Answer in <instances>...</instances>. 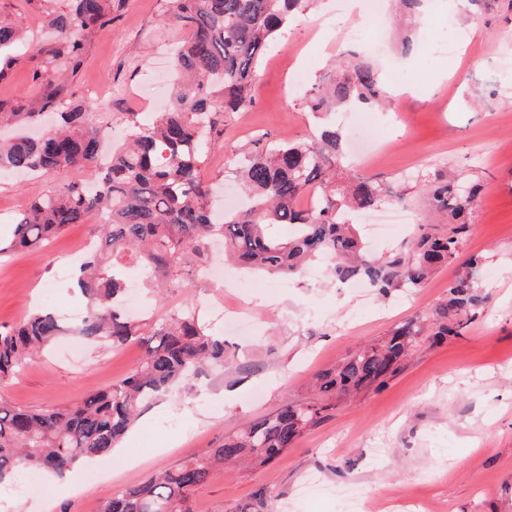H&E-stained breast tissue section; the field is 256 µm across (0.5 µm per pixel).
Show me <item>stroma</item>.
<instances>
[{"label":"stroma","instance_id":"obj_1","mask_svg":"<svg viewBox=\"0 0 512 512\" xmlns=\"http://www.w3.org/2000/svg\"><path fill=\"white\" fill-rule=\"evenodd\" d=\"M114 3L110 22L89 35L83 63L66 85L69 100L103 123L117 146L130 132L132 113L152 111L148 87L167 72L187 33L168 20L173 0ZM367 9L366 0L355 9L348 0H320L259 59L254 105L226 116L206 161L204 176L223 183L226 206L238 204L239 196L222 156L247 155L260 138L294 141L313 131L317 120L293 88L313 86L340 51L337 27ZM462 10L458 0H426L406 26L439 37L449 15ZM0 14L28 38L0 80V99L23 103L42 91L33 73L42 66L46 14L32 0H0ZM510 30L512 11L494 8L459 24L465 50L404 56L393 22H386L377 37L387 51L377 62L392 92L390 105L363 109L359 117L381 152L351 163L358 175L380 177L405 196L411 222L386 234L375 249L379 255L405 249L428 220L426 185L436 173L453 168L483 184L462 254L484 258L478 282L486 303L460 335L438 344L420 341L382 386L333 398L325 417L271 464L215 469L194 493L192 512H235L261 491L278 496L288 512H336L328 491L348 484L373 500L394 492L404 496L405 507L427 503V512H512V125L500 121L512 114V53L504 43ZM500 53L507 77L486 76L484 58ZM107 84L126 87L127 96L89 97V88ZM93 177L86 169L64 177L0 173V239L11 238L12 218L31 201L55 193L63 181L85 184ZM91 232V224H73L42 249L0 256V325H15L37 307L70 318L84 313L86 301L70 277ZM203 262L223 264L220 246L205 250ZM223 266V280L192 275L187 287L151 299L149 312L158 319L192 303L238 351V367L208 368L152 399L112 453L78 470L83 477L106 473L107 482L67 493L43 476L37 492L21 494L4 483L0 512H43L50 498L70 512H100L109 495L203 454L284 403L314 400L316 373L395 326L432 314L459 270L441 267L417 297L398 288L382 298L370 288L360 294L341 288L323 264L290 277L284 289L277 277ZM143 354L136 343L115 350L64 336L0 386V397L24 408L68 406L123 379Z\"/></svg>","mask_w":512,"mask_h":512}]
</instances>
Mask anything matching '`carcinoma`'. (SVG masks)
<instances>
[{
    "mask_svg": "<svg viewBox=\"0 0 512 512\" xmlns=\"http://www.w3.org/2000/svg\"><path fill=\"white\" fill-rule=\"evenodd\" d=\"M315 0H174L171 20L187 31L176 50L171 104L144 120L132 113L129 141L104 150L103 128L82 108L64 99V86L46 75L39 98L26 104L0 102V124L33 123L57 111L58 126L42 138L18 134L0 142V172L63 175L73 168L96 167L103 156L96 190L68 182L54 194L31 202L14 220L13 238L0 254L35 250L71 224L96 223L98 243L76 274L87 300L83 319L71 328L54 312L36 311L20 324L0 327V385L14 379L35 353L74 332L114 349L133 340L144 355L127 377L67 407L27 409L0 397V484L26 471H47L61 479L71 468L112 452L140 417L152 396L173 389L208 365L224 366L235 355L196 315L191 304L165 318L139 323L125 311L126 274L137 268L158 282L157 292L180 286L192 275L191 259L206 241L224 240L225 255L256 270L284 276L302 271L312 260L326 262L346 282L366 280L385 296L396 288L421 287L432 270L459 257L460 234L482 186L442 174L428 190L436 215L452 228L438 235L419 226L411 251L376 256L356 234L347 215L370 209L388 196L385 182L342 172L338 158L342 135L333 125L296 142L276 145L262 139L235 163V173L251 206L213 221L210 198L216 184L202 176L208 152L224 134V115L253 106V72L258 58L290 20ZM112 0H70L65 12L47 13L53 31L45 47L46 72L76 70L82 62V36L107 23ZM22 29L0 17V77L15 62L13 48ZM305 93L311 112L338 106H380L385 89L374 63L356 50L342 52ZM315 196V205L303 199ZM291 224L288 238L274 229ZM481 260L448 285L446 302L435 317H418L384 339L362 347L333 370L316 377L318 398L285 404L275 414L248 424L216 448L127 490L109 496L102 512H192L191 494L209 473L226 464L262 467L282 455L323 418L338 392L382 385L422 336L440 343L459 335L464 318L481 303L476 282ZM237 512H274L272 498L259 494Z\"/></svg>",
    "mask_w": 512,
    "mask_h": 512,
    "instance_id": "cac0c4a2",
    "label": "carcinoma"
}]
</instances>
